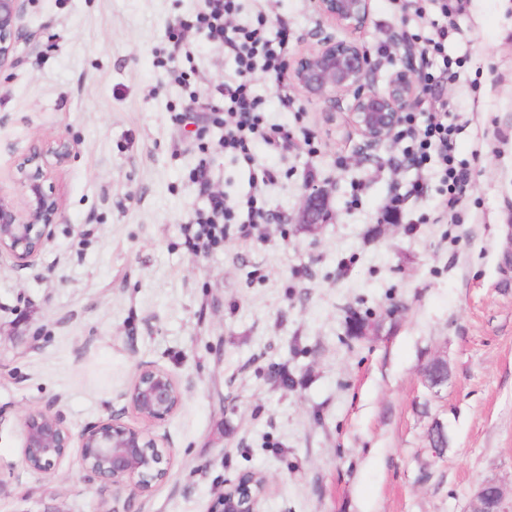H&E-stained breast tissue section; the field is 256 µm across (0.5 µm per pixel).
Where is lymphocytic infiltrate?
Segmentation results:
<instances>
[{"mask_svg":"<svg viewBox=\"0 0 512 512\" xmlns=\"http://www.w3.org/2000/svg\"><path fill=\"white\" fill-rule=\"evenodd\" d=\"M467 3L468 0H442L444 22L436 26L434 35L425 38L420 32H412V39L423 44V55L430 59L441 58L442 63L419 75L424 122L419 124L413 117H406L396 135L397 142L403 145L404 161L423 171L435 170L441 186L438 208L443 215L457 212L470 182L468 169L456 157L459 126L448 110L447 101L436 95L442 82L452 83L458 77L460 63L445 58V44L456 32L454 16L462 12ZM236 11L237 0H206L205 10L196 15L194 22L181 21L170 25L166 31L168 41L178 46L189 27L206 29L210 38L223 44L225 53L234 56L237 62L234 76L215 87L218 102L214 109L220 112L224 125L225 153L255 163V191L242 205L247 211L246 221H238V208L228 205L223 195L215 194L210 198L208 212L199 215L196 223L184 226L188 239L208 247L223 243L227 225H236L239 235L248 237L258 221L270 219L264 190L278 182L280 173L276 168L256 164L251 146L260 139L273 149H285L293 138L288 127L268 124L262 99L252 93V83L258 75H283L289 30L287 26H280L276 38H269V19L264 9H257L255 21L245 25L232 24Z\"/></svg>","mask_w":512,"mask_h":512,"instance_id":"f902f5d3","label":"lymphocytic infiltrate"}]
</instances>
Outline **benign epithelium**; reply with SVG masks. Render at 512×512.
<instances>
[{
  "mask_svg": "<svg viewBox=\"0 0 512 512\" xmlns=\"http://www.w3.org/2000/svg\"><path fill=\"white\" fill-rule=\"evenodd\" d=\"M30 0H0V73L19 62L20 42L31 43L22 26ZM325 24L312 47L288 61L292 83L310 100L331 102V108L346 104V119L367 148L390 140L404 115L418 105L421 86L412 47L403 50L399 63L383 84L371 79L373 63L365 48L352 39L337 37L336 31L358 32L366 28L371 0H317ZM75 156V147L62 138L38 139L19 154L13 164L14 189L0 185V259L13 265H33L53 235L61 211L56 180ZM330 212L320 189L306 193L297 223L315 230L329 223ZM446 365L437 358L423 370L431 389L447 383L434 368ZM124 409L148 421H164L180 408L183 392L168 370L141 364L122 394ZM430 447L442 455L449 447L448 425L437 419L429 432ZM77 453L85 478L114 493L100 499L97 512H127L119 509V491L147 496L154 484L164 480L174 462L169 442L121 422L111 413L75 434L63 417L49 407L28 411L22 423L20 462L30 472L50 474ZM268 478L256 474L238 477L224 486L210 512H261ZM470 512H512L500 485L487 480L473 498Z\"/></svg>",
  "mask_w": 512,
  "mask_h": 512,
  "instance_id": "benign-epithelium-1",
  "label": "benign epithelium"
}]
</instances>
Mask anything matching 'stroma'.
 <instances>
[{
	"mask_svg": "<svg viewBox=\"0 0 512 512\" xmlns=\"http://www.w3.org/2000/svg\"><path fill=\"white\" fill-rule=\"evenodd\" d=\"M204 0H30L23 25L37 51L0 74V179L40 137L70 141L76 155L57 180L61 215L34 266L0 265V512H96L98 484L77 460L48 475L20 468L24 414L53 405L73 431L110 412L167 438L165 480L131 512H209L226 482L264 473L262 512H467L473 492L498 481L512 501V0H470L448 44L460 79L442 94L466 126L457 158L471 186L454 224L421 223L438 183L381 218L392 187L419 173L400 147L363 148L356 132L327 135L328 104L307 100L289 77L253 90L269 123L310 137L315 153L272 152L258 163L281 177L266 188L285 223L247 238L227 228L199 250L182 233L210 191L239 201L248 167L225 155L214 85L235 64L190 29L177 57L188 82L164 78L157 50L167 26ZM288 23L289 53L315 44L316 0H269ZM406 0H371L356 38L374 50L412 27ZM329 198L317 232L294 224L307 173ZM358 312L366 332L354 338ZM448 364L438 392L422 369ZM169 370L184 394L161 422L124 411L139 364ZM290 383L282 385L280 373ZM451 443L435 457L434 419Z\"/></svg>",
	"mask_w": 512,
	"mask_h": 512,
	"instance_id": "35a3bbf8",
	"label": "stroma"
}]
</instances>
